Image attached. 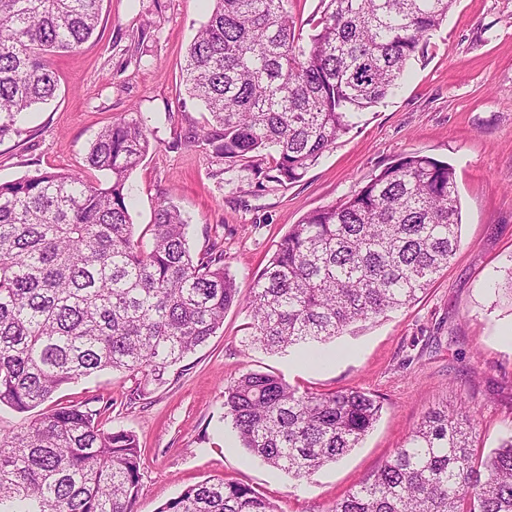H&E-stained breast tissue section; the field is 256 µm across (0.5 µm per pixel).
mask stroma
Masks as SVG:
<instances>
[{"mask_svg":"<svg viewBox=\"0 0 512 512\" xmlns=\"http://www.w3.org/2000/svg\"><path fill=\"white\" fill-rule=\"evenodd\" d=\"M208 17L207 0H103L96 35L51 59L55 97L0 141V184L81 170L105 182L107 172L85 168L90 144L116 119L141 120L150 146L128 179L136 235L161 201L177 205L192 253L223 250L241 297L216 335L143 398L132 400L131 376L105 370L54 402L112 400L103 425L131 431L142 452L133 512H157L208 480L244 483L279 512H330L442 406L471 407L484 450L496 448L512 435V0H454L398 88L288 185L243 167L216 178L220 161L192 142L207 113L181 72ZM416 152L453 166L461 199V245L441 277L408 307L327 343L325 366L246 348L244 301L289 227ZM249 371L318 393L370 391L381 417L358 448L295 481L241 448L224 419L225 386Z\"/></svg>","mask_w":512,"mask_h":512,"instance_id":"1","label":"stroma"}]
</instances>
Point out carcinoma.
Here are the masks:
<instances>
[{
  "label": "carcinoma",
  "mask_w": 512,
  "mask_h": 512,
  "mask_svg": "<svg viewBox=\"0 0 512 512\" xmlns=\"http://www.w3.org/2000/svg\"><path fill=\"white\" fill-rule=\"evenodd\" d=\"M183 81L209 114L193 142L233 167L298 181L397 85L453 0H327L302 42L288 0H213ZM102 0H0V140L54 98L48 55L96 31ZM143 124L121 118L90 145L81 173L0 185V404L18 413L103 370L165 376L239 302L224 254H191L187 221L158 205L151 243L135 237L127 181L146 152ZM455 172L412 153L335 207L292 225L247 301V346L315 358L352 326L416 301L459 249ZM363 389L299 391L246 372L224 388V420L242 448L296 480L358 447L380 418ZM102 410L63 405L0 437V512H131L141 450L106 429ZM157 512H278L250 487L205 482ZM331 512H512V435L485 453L465 408L427 412L384 464Z\"/></svg>",
  "instance_id": "obj_1"
}]
</instances>
